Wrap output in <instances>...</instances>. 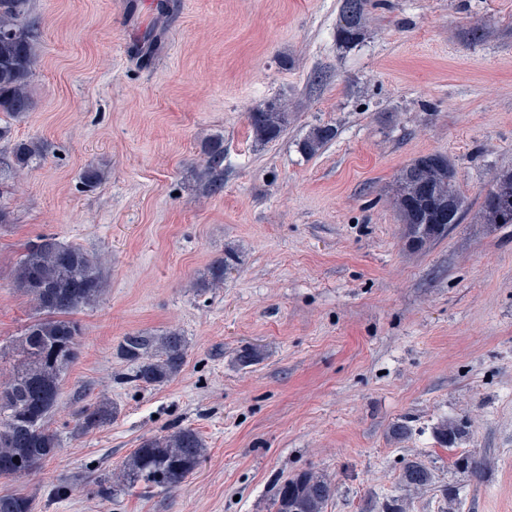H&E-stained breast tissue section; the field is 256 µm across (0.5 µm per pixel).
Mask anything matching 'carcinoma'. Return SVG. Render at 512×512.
<instances>
[{
    "instance_id": "1",
    "label": "carcinoma",
    "mask_w": 512,
    "mask_h": 512,
    "mask_svg": "<svg viewBox=\"0 0 512 512\" xmlns=\"http://www.w3.org/2000/svg\"><path fill=\"white\" fill-rule=\"evenodd\" d=\"M371 0H341L336 41L342 48L357 45L370 19ZM28 0H0V142L10 141V121L33 109L31 78L37 66L38 22L25 19ZM288 109L271 101L249 115L254 138L270 143L287 130ZM336 137L330 125H314L298 143L299 151L313 157ZM43 150L37 139L16 142L9 155L0 157V175L20 176ZM201 152L207 158L211 185L222 186L224 139H209ZM425 180L430 192L423 196L418 184ZM495 202H481L486 224H512V171L492 179ZM394 204L410 246L423 249L448 235L460 222L465 201L448 157L423 155L403 167L392 186ZM236 264L234 252L215 260L200 281L206 291L224 283L225 271ZM13 284L33 302L36 315L17 337L11 354L12 371L0 380V478L23 480L32 468L19 469L15 461L38 465L55 455L57 433L51 429L53 414L62 406L61 382L79 354L82 326L75 314L99 301L104 283L99 263L78 247L44 234L30 243L13 272ZM121 357L134 367L133 380L146 386L162 385L182 370L186 343L177 330L160 336L132 333L119 346ZM119 412L114 402L101 401L77 413V426L88 432L105 426ZM469 434L462 419H444L435 427L436 439L452 447ZM206 454L202 435L192 427L143 437L122 463L118 477L128 488L168 491L182 487L198 469ZM454 468L478 477L485 461L462 454ZM402 482L426 487L433 482L430 467L421 459L404 462ZM335 493L326 477L311 471L297 472L276 485L273 512H325ZM0 512H32L31 500L22 494L0 497Z\"/></svg>"
}]
</instances>
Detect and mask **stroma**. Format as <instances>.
Segmentation results:
<instances>
[{"instance_id": "35a3bbf8", "label": "stroma", "mask_w": 512, "mask_h": 512, "mask_svg": "<svg viewBox=\"0 0 512 512\" xmlns=\"http://www.w3.org/2000/svg\"><path fill=\"white\" fill-rule=\"evenodd\" d=\"M339 5L29 0L34 108L12 135L44 151L0 184V346L35 315L12 274L39 235L100 262L105 295L78 315L57 453L25 480L0 478V496H29L33 512H271L275 483L311 470L336 488L326 512H381L393 497L442 512L448 486L459 512H512V224L478 215L493 175L512 168V0H373L350 49L336 44ZM273 99L288 103V128L260 143L248 114ZM314 124L336 137L309 158L297 142ZM214 134L218 190L200 151ZM431 152L454 166L466 209L415 251L389 189ZM230 249L239 265L200 291ZM171 329L188 345L179 375L130 383L123 337ZM247 346L259 358L243 367ZM77 391L120 414L76 431ZM447 417L471 424L450 449L434 435ZM176 426L207 446L184 486L99 491L142 436ZM463 453L486 459L481 476L453 469ZM414 457L431 486L403 485Z\"/></svg>"}]
</instances>
